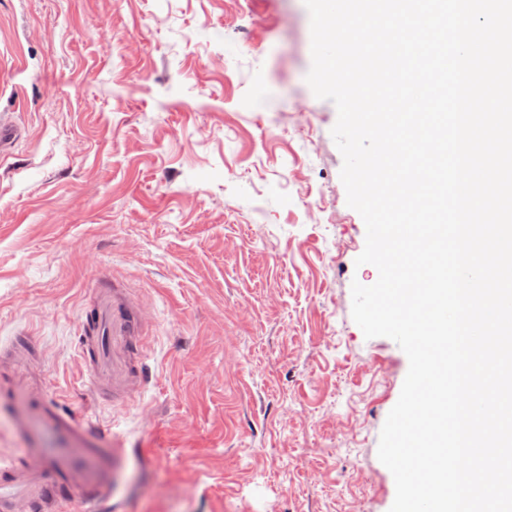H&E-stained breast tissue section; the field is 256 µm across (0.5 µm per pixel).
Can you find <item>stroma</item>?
Instances as JSON below:
<instances>
[{"label": "stroma", "mask_w": 512, "mask_h": 512, "mask_svg": "<svg viewBox=\"0 0 512 512\" xmlns=\"http://www.w3.org/2000/svg\"><path fill=\"white\" fill-rule=\"evenodd\" d=\"M311 64L304 0H0V343L117 512H390L409 361L352 318L378 270ZM17 410L0 454L59 446Z\"/></svg>", "instance_id": "stroma-1"}]
</instances>
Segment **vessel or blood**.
Masks as SVG:
<instances>
[{
  "label": "vessel or blood",
  "instance_id": "b4317fda",
  "mask_svg": "<svg viewBox=\"0 0 512 512\" xmlns=\"http://www.w3.org/2000/svg\"><path fill=\"white\" fill-rule=\"evenodd\" d=\"M108 500L112 483L85 448L30 449L0 461V512H70L75 497Z\"/></svg>",
  "mask_w": 512,
  "mask_h": 512
}]
</instances>
